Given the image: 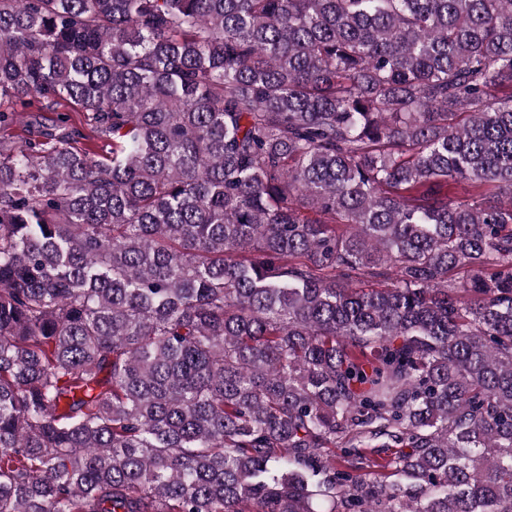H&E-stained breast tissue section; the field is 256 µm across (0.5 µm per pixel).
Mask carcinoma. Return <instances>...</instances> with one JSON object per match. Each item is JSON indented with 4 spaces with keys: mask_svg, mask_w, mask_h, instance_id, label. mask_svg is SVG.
<instances>
[{
    "mask_svg": "<svg viewBox=\"0 0 512 512\" xmlns=\"http://www.w3.org/2000/svg\"><path fill=\"white\" fill-rule=\"evenodd\" d=\"M4 100L106 154L0 109V512H512V0H0ZM3 104V103H2ZM63 106H58L56 111L57 112H68L72 116V123H76L78 127H80L78 119L80 118L78 106L70 103H64ZM37 105L27 107L20 105L19 103L15 104L12 102H4L3 108L6 107H13L16 112H18V118L13 126L11 133L13 135H20L21 137H27L29 129V126L31 125V122L34 120V118L42 117L44 119H52L56 117L57 112H37Z\"/></svg>",
    "mask_w": 512,
    "mask_h": 512,
    "instance_id": "1",
    "label": "carcinoma"
}]
</instances>
